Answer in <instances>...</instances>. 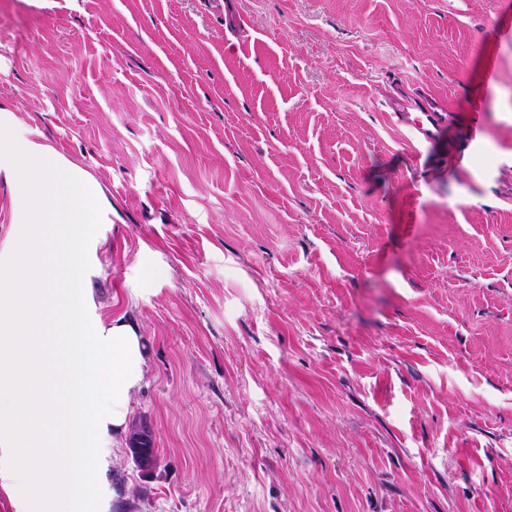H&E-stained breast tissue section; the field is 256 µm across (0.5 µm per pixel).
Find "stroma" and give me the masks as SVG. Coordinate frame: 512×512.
<instances>
[{"label":"stroma","instance_id":"35a3bbf8","mask_svg":"<svg viewBox=\"0 0 512 512\" xmlns=\"http://www.w3.org/2000/svg\"><path fill=\"white\" fill-rule=\"evenodd\" d=\"M0 105L112 203L99 512H512V0H0Z\"/></svg>","mask_w":512,"mask_h":512}]
</instances>
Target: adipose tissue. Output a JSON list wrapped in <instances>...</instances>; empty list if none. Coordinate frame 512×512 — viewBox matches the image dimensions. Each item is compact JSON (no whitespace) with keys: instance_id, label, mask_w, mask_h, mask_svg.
Here are the masks:
<instances>
[{"instance_id":"1","label":"adipose tissue","mask_w":512,"mask_h":512,"mask_svg":"<svg viewBox=\"0 0 512 512\" xmlns=\"http://www.w3.org/2000/svg\"><path fill=\"white\" fill-rule=\"evenodd\" d=\"M0 112V179L16 205L18 244L0 252V399L30 414L25 430L0 409V449L37 498L64 486L63 512H96L99 450L126 427L145 372L136 327L91 307L88 252L111 210L102 184L53 148L12 131Z\"/></svg>"}]
</instances>
